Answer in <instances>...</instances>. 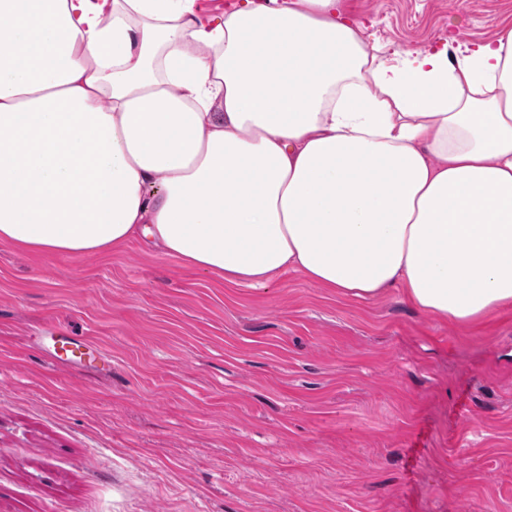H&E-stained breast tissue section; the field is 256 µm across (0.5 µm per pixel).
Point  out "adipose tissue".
<instances>
[{"mask_svg": "<svg viewBox=\"0 0 512 512\" xmlns=\"http://www.w3.org/2000/svg\"><path fill=\"white\" fill-rule=\"evenodd\" d=\"M340 0H0V242L512 305V28L383 53ZM195 9L198 16L204 20H214L224 14L225 11H231L242 0H195ZM225 1H232L225 5Z\"/></svg>", "mask_w": 512, "mask_h": 512, "instance_id": "adipose-tissue-1", "label": "adipose tissue"}]
</instances>
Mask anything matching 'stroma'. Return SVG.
Segmentation results:
<instances>
[{
  "mask_svg": "<svg viewBox=\"0 0 512 512\" xmlns=\"http://www.w3.org/2000/svg\"><path fill=\"white\" fill-rule=\"evenodd\" d=\"M342 8L389 54L512 26V0ZM61 333L104 360L58 362ZM0 512H512V306L0 244Z\"/></svg>",
  "mask_w": 512,
  "mask_h": 512,
  "instance_id": "obj_1",
  "label": "stroma"
}]
</instances>
